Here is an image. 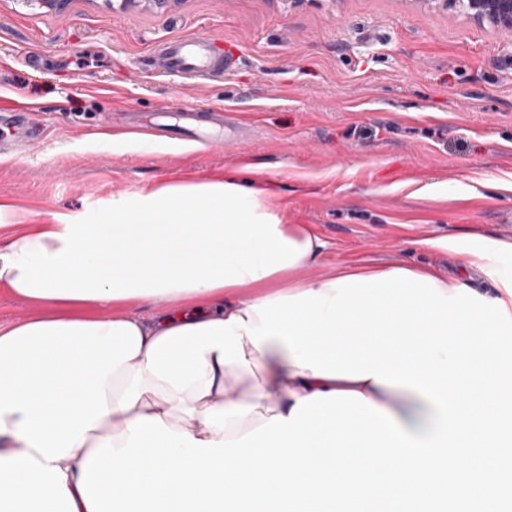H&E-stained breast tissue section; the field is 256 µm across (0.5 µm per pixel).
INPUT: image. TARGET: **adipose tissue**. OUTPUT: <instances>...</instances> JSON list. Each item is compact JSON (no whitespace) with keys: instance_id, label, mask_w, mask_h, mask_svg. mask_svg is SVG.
<instances>
[{"instance_id":"adipose-tissue-1","label":"adipose tissue","mask_w":512,"mask_h":512,"mask_svg":"<svg viewBox=\"0 0 512 512\" xmlns=\"http://www.w3.org/2000/svg\"><path fill=\"white\" fill-rule=\"evenodd\" d=\"M275 192L165 182L0 224V512H512V281L327 244ZM40 313V309L34 308L9 294L0 291V321L21 320L30 315Z\"/></svg>"}]
</instances>
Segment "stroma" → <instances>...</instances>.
<instances>
[{
	"instance_id": "35a3bbf8",
	"label": "stroma",
	"mask_w": 512,
	"mask_h": 512,
	"mask_svg": "<svg viewBox=\"0 0 512 512\" xmlns=\"http://www.w3.org/2000/svg\"><path fill=\"white\" fill-rule=\"evenodd\" d=\"M178 37L224 39L240 63L205 81L152 69ZM18 103L39 105L41 135L0 154L1 222L96 224L152 185L239 171L326 242L305 276L403 264L488 297L512 279V252L469 264L512 241V36L436 0H0V108ZM183 104L250 129L209 147L122 128ZM503 250L512 251V242L488 239L481 248L470 253L469 264L485 267V262L491 254Z\"/></svg>"
}]
</instances>
